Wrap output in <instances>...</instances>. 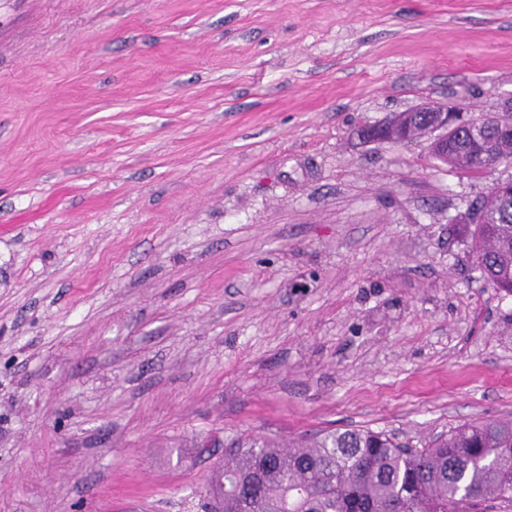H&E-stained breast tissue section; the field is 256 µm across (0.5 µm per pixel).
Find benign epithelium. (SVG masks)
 Here are the masks:
<instances>
[{
    "label": "benign epithelium",
    "instance_id": "benign-epithelium-1",
    "mask_svg": "<svg viewBox=\"0 0 512 512\" xmlns=\"http://www.w3.org/2000/svg\"><path fill=\"white\" fill-rule=\"evenodd\" d=\"M511 114L512 97L504 104L503 112L493 118L480 115L465 119L452 105L427 102L412 110L400 112L384 123L363 128L359 137L365 143L403 144L422 138L429 141L432 157L446 163L448 137L460 141L487 138L495 130L511 124L512 121L507 119Z\"/></svg>",
    "mask_w": 512,
    "mask_h": 512
}]
</instances>
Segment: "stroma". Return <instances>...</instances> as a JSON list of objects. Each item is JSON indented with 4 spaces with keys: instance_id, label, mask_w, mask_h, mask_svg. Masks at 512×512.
Instances as JSON below:
<instances>
[{
    "instance_id": "stroma-1",
    "label": "stroma",
    "mask_w": 512,
    "mask_h": 512,
    "mask_svg": "<svg viewBox=\"0 0 512 512\" xmlns=\"http://www.w3.org/2000/svg\"><path fill=\"white\" fill-rule=\"evenodd\" d=\"M509 97L512 0H0V512H206L235 437L512 420L461 226L512 168L355 136Z\"/></svg>"
}]
</instances>
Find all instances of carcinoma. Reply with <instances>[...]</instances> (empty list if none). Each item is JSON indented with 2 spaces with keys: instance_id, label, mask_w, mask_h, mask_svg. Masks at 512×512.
<instances>
[{
  "instance_id": "carcinoma-1",
  "label": "carcinoma",
  "mask_w": 512,
  "mask_h": 512,
  "mask_svg": "<svg viewBox=\"0 0 512 512\" xmlns=\"http://www.w3.org/2000/svg\"><path fill=\"white\" fill-rule=\"evenodd\" d=\"M512 137L448 166L478 172L508 155ZM477 267L512 295V200L468 229ZM214 512H489L512 504V420L464 425L418 449L370 429L319 432L282 446L269 436L228 441L210 480Z\"/></svg>"
}]
</instances>
